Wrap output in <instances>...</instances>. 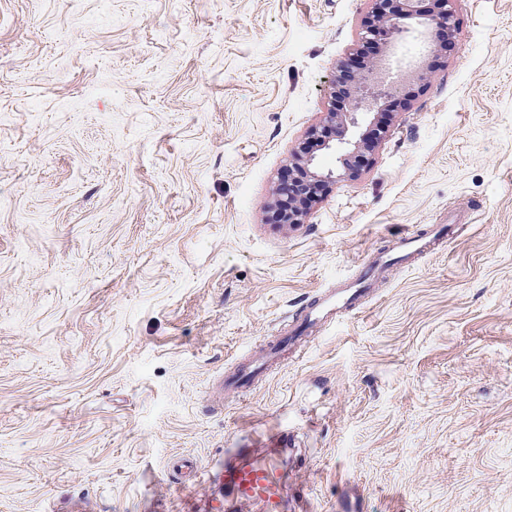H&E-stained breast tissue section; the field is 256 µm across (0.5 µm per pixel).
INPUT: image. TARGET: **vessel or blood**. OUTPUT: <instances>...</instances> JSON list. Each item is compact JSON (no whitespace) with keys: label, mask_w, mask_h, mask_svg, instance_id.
<instances>
[{"label":"vessel or blood","mask_w":512,"mask_h":512,"mask_svg":"<svg viewBox=\"0 0 512 512\" xmlns=\"http://www.w3.org/2000/svg\"><path fill=\"white\" fill-rule=\"evenodd\" d=\"M373 271L372 263L362 262L354 281L321 294L309 305L305 324L313 325L359 306ZM222 481L225 502L256 504L261 512H282L283 480L275 459L252 460L246 449H229L225 453Z\"/></svg>","instance_id":"1"}]
</instances>
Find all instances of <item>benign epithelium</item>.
<instances>
[{"label": "benign epithelium", "mask_w": 512, "mask_h": 512, "mask_svg": "<svg viewBox=\"0 0 512 512\" xmlns=\"http://www.w3.org/2000/svg\"><path fill=\"white\" fill-rule=\"evenodd\" d=\"M372 10L361 23L360 41L371 43L383 32L394 45L423 25L436 34V40L446 44L455 30L451 0H435L438 11L426 18L416 8L417 0H373ZM377 60H358L339 63L332 78V103L326 113L325 124L314 131L320 146L336 156V167L324 169L316 157L309 153L307 143L293 150L296 162L280 174L278 190L288 197V212L283 224H301L306 217V206L324 188L344 177L356 174L362 151L367 147V137L361 134L364 125L373 121L368 109L382 110L398 100V91L389 88L366 97L365 90L382 84Z\"/></svg>", "instance_id": "1"}]
</instances>
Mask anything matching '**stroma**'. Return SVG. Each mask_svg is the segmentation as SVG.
I'll return each instance as SVG.
<instances>
[{
    "mask_svg": "<svg viewBox=\"0 0 512 512\" xmlns=\"http://www.w3.org/2000/svg\"><path fill=\"white\" fill-rule=\"evenodd\" d=\"M371 7L0 0V512H210L171 463L228 448L311 512H512V0L388 47L358 174L271 219ZM412 233L435 249L395 258ZM368 256L359 308L216 402Z\"/></svg>",
    "mask_w": 512,
    "mask_h": 512,
    "instance_id": "1",
    "label": "stroma"
}]
</instances>
